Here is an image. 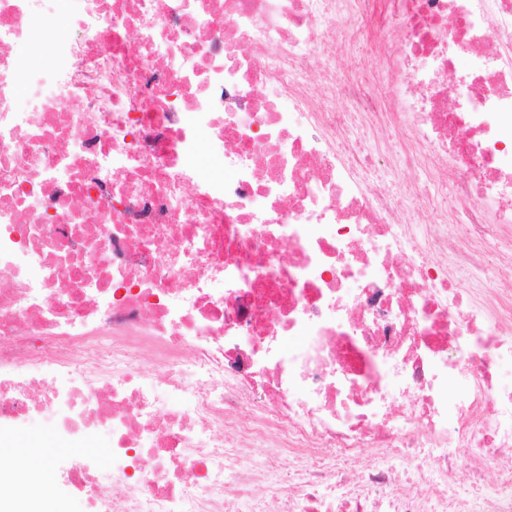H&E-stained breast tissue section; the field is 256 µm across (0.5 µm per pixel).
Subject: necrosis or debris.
I'll use <instances>...</instances> for the list:
<instances>
[{"label": "necrosis or debris", "mask_w": 512, "mask_h": 512, "mask_svg": "<svg viewBox=\"0 0 512 512\" xmlns=\"http://www.w3.org/2000/svg\"><path fill=\"white\" fill-rule=\"evenodd\" d=\"M508 365L512 0H0V423L91 512H512ZM374 47L373 40L363 39L352 48L344 66L348 79L360 81L367 78L369 71L379 67ZM15 438L17 448H27L31 439H43L51 448H85L84 451L95 455L100 460L92 458L101 468H107L111 460V445L109 439L104 436H97L87 444H72L59 436L52 426L46 423H27L23 426L8 430ZM34 447L27 448V459L37 467L41 468V478L46 480L41 494L48 499H41L39 493L20 501L18 504H7L2 502L0 510L2 512H87L88 508L84 500L72 489L65 486L58 478V470L65 464L66 460L72 455L70 452L47 456V471L39 465L42 456H45L43 448H48L41 440L32 441ZM106 448V450L104 449ZM61 507V510L54 504ZM0 511V512H1Z\"/></svg>", "instance_id": "1"}]
</instances>
